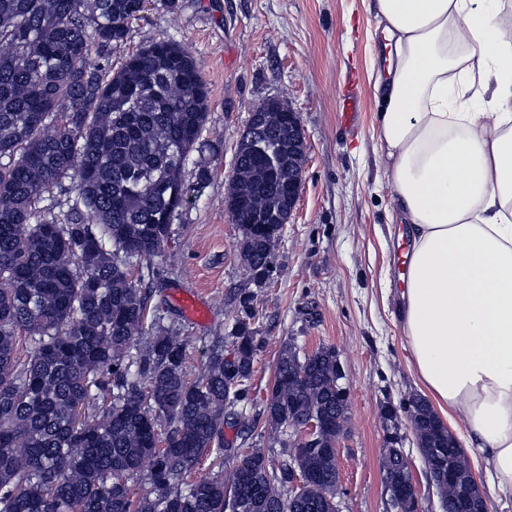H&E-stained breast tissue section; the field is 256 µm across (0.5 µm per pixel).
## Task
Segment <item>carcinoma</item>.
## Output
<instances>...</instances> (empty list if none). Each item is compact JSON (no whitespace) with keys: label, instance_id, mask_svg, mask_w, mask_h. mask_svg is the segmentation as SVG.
I'll use <instances>...</instances> for the list:
<instances>
[{"label":"carcinoma","instance_id":"1","mask_svg":"<svg viewBox=\"0 0 512 512\" xmlns=\"http://www.w3.org/2000/svg\"><path fill=\"white\" fill-rule=\"evenodd\" d=\"M145 0H0V512H336V432L320 448H282L318 483L288 491V462L264 449L227 471L189 478L226 456L223 428L252 397L258 340L252 296L240 293L224 341L189 379L180 329L145 330L148 293L136 263L158 256L185 202L183 169L208 116L193 54L173 41L132 53L113 71L91 61L125 42ZM228 184L245 269L276 258L292 169L304 155L288 107L251 110ZM70 179L72 189L53 195ZM306 369L305 381L293 378ZM336 352L285 343L264 413L283 436L288 412L336 404ZM415 436L425 462L448 473V430L427 403ZM405 465L400 441L382 467ZM444 512L483 500L443 496Z\"/></svg>","mask_w":512,"mask_h":512}]
</instances>
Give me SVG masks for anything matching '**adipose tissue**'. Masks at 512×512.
Wrapping results in <instances>:
<instances>
[{"label":"adipose tissue","instance_id":"1","mask_svg":"<svg viewBox=\"0 0 512 512\" xmlns=\"http://www.w3.org/2000/svg\"><path fill=\"white\" fill-rule=\"evenodd\" d=\"M403 324L437 413L512 492V0H375Z\"/></svg>","mask_w":512,"mask_h":512}]
</instances>
